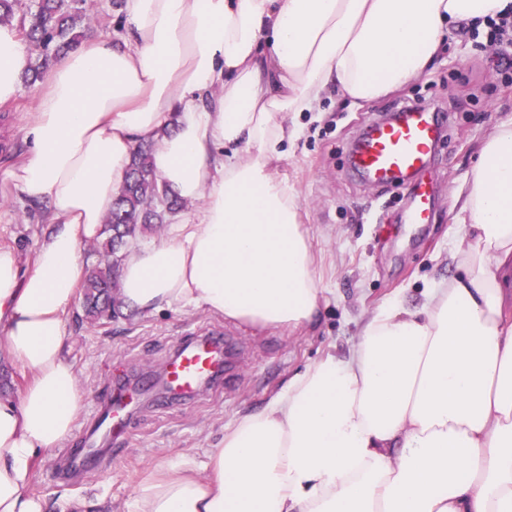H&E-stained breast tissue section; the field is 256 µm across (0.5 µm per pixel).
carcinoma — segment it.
Segmentation results:
<instances>
[{
    "instance_id": "1",
    "label": "carcinoma",
    "mask_w": 512,
    "mask_h": 512,
    "mask_svg": "<svg viewBox=\"0 0 512 512\" xmlns=\"http://www.w3.org/2000/svg\"><path fill=\"white\" fill-rule=\"evenodd\" d=\"M18 22L31 50L23 72L30 88L48 73L54 60L76 47L95 23L88 0H0V24ZM153 144L138 146L112 211L93 249L82 290L83 319L95 324L121 313L116 267L120 250L148 232L169 224L183 202L159 180L152 164Z\"/></svg>"
}]
</instances>
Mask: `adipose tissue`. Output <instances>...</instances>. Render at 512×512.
Wrapping results in <instances>:
<instances>
[{
    "instance_id": "ef3b65f1",
    "label": "adipose tissue",
    "mask_w": 512,
    "mask_h": 512,
    "mask_svg": "<svg viewBox=\"0 0 512 512\" xmlns=\"http://www.w3.org/2000/svg\"><path fill=\"white\" fill-rule=\"evenodd\" d=\"M510 13L512 0H122L116 32L61 55L10 172L48 228L29 270L0 247V361L25 381L0 398V512L48 508L29 491L35 463L83 402L65 314L138 144L200 208L127 248L126 308L309 327L324 290L276 170L300 135L288 114L320 111L332 89L375 99L419 78L450 29ZM26 63L19 27L1 24L0 105L22 96ZM460 194L454 275L373 311L348 356L295 374L203 463L149 465L121 512H512V119Z\"/></svg>"
}]
</instances>
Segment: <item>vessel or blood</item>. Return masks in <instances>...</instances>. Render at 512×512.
<instances>
[{
	"label": "vessel or blood",
	"mask_w": 512,
	"mask_h": 512,
	"mask_svg": "<svg viewBox=\"0 0 512 512\" xmlns=\"http://www.w3.org/2000/svg\"><path fill=\"white\" fill-rule=\"evenodd\" d=\"M437 112L408 108L396 116L371 123L357 141L350 158V169L361 182L374 188L388 186L406 176H415L405 221L418 226L432 223L433 179L429 168L442 137ZM226 341L222 331L201 328L171 355L161 376V400L191 399L224 374ZM149 379L124 386L108 398L105 420L111 438L128 429L127 398L142 393Z\"/></svg>",
	"instance_id": "b4317fda"
}]
</instances>
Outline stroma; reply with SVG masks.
<instances>
[{
    "mask_svg": "<svg viewBox=\"0 0 512 512\" xmlns=\"http://www.w3.org/2000/svg\"><path fill=\"white\" fill-rule=\"evenodd\" d=\"M481 27L454 32L434 63L417 80L368 102L327 97L321 111L295 115L301 135L283 148L280 176L300 192L302 219L325 289L320 314L308 330L281 331L228 324L200 310L172 309L143 317L116 318L91 326L79 305L66 314V353L78 372L83 397L73 438L87 432L117 378L161 374L167 358L196 327L232 328L237 342L228 381L192 400L164 407L146 403L136 412L128 438L105 445L107 465L61 476V449L41 454L31 493L46 497L48 512H117L130 499L149 464L189 455L203 463L227 429L260 409L294 374L327 353L346 356L362 320L402 297L420 303L425 288L448 277V249L460 234L457 193L472 173L482 142L512 119V70L499 71ZM424 99L447 114V139L431 163L434 223H404L407 185L367 187L346 172L350 148L379 115L405 99ZM26 102L0 106V246L13 247L22 266L46 230V207L27 201L9 173L25 153Z\"/></svg>",
    "mask_w": 512,
    "mask_h": 512,
    "instance_id": "stroma-1",
    "label": "stroma"
}]
</instances>
